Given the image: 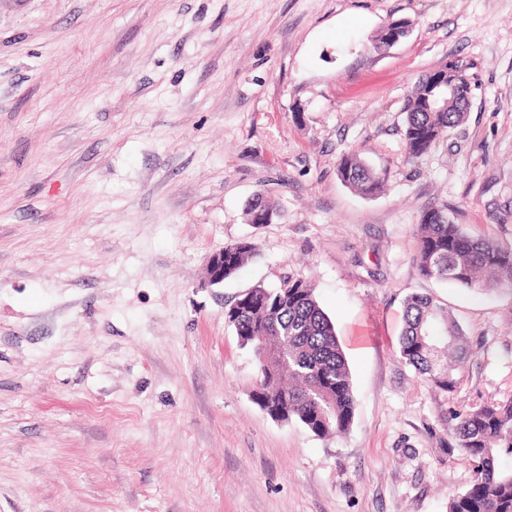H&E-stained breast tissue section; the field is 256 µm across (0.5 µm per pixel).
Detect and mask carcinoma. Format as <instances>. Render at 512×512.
I'll return each mask as SVG.
<instances>
[{
    "label": "carcinoma",
    "mask_w": 512,
    "mask_h": 512,
    "mask_svg": "<svg viewBox=\"0 0 512 512\" xmlns=\"http://www.w3.org/2000/svg\"><path fill=\"white\" fill-rule=\"evenodd\" d=\"M429 89L419 81L407 98L403 144L407 160L425 155L465 118L467 108L452 99L448 107L425 111ZM338 177L366 198L380 194L385 179L356 151L342 155ZM273 213L264 194L248 205ZM242 240L224 247V277L238 273L257 254ZM415 261L422 276L483 291L512 286V247L468 235L441 209L423 212ZM225 310V320L257 362L253 392L271 397L280 422L297 421L317 436L344 433L354 418L355 400L346 356L336 328L311 286L288 279L277 288L258 285ZM399 358L435 387L456 390V370L470 347L448 309L432 298L412 295L404 304ZM458 447L477 463L470 487L448 504V512H512V400L487 403L453 415Z\"/></svg>",
    "instance_id": "carcinoma-1"
}]
</instances>
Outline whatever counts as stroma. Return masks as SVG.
<instances>
[{"label": "stroma", "mask_w": 512, "mask_h": 512, "mask_svg": "<svg viewBox=\"0 0 512 512\" xmlns=\"http://www.w3.org/2000/svg\"><path fill=\"white\" fill-rule=\"evenodd\" d=\"M451 60L470 110L407 161L404 104ZM352 150L382 194L340 181ZM430 208L512 246V0H0V512H448L476 472L451 416L512 400V288L423 277ZM288 277L363 327L347 433L252 398L224 312ZM414 293L467 337L454 392L398 357ZM258 245L252 240H242L212 253L207 263V283L216 286L224 279L238 273L257 254ZM225 255V256H224Z\"/></svg>", "instance_id": "obj_1"}]
</instances>
